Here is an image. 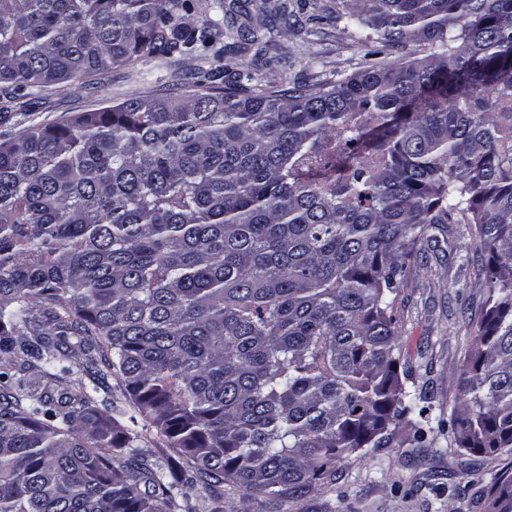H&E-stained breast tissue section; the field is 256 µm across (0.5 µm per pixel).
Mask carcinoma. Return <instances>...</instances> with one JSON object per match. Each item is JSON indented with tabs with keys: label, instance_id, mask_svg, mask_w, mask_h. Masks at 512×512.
Wrapping results in <instances>:
<instances>
[{
	"label": "carcinoma",
	"instance_id": "1",
	"mask_svg": "<svg viewBox=\"0 0 512 512\" xmlns=\"http://www.w3.org/2000/svg\"><path fill=\"white\" fill-rule=\"evenodd\" d=\"M193 8L0 0V84L26 112L28 89L205 50L221 24ZM349 9L383 59L334 82L209 72L0 142V512H170L199 481L293 498L355 450L443 437L512 456V0ZM450 224L488 260L446 415L399 371L394 302ZM73 339L79 392L56 395ZM111 375L126 409L97 399ZM129 409L187 467L150 459ZM485 500L512 512V468Z\"/></svg>",
	"mask_w": 512,
	"mask_h": 512
}]
</instances>
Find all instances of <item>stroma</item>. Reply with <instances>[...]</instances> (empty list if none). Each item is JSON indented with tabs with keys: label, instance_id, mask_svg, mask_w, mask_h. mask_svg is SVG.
Masks as SVG:
<instances>
[{
	"label": "stroma",
	"instance_id": "obj_1",
	"mask_svg": "<svg viewBox=\"0 0 512 512\" xmlns=\"http://www.w3.org/2000/svg\"><path fill=\"white\" fill-rule=\"evenodd\" d=\"M239 3L236 27L272 24L265 55H256L254 47L246 45L237 53H225L231 33L224 29L205 56H178L164 66L144 58L67 88L35 94L28 115L0 116V142L29 126L58 122L131 97L181 95L201 68L248 73L254 84L279 85L294 79L335 81L372 61L374 46L365 42V29L336 20L341 0ZM281 4L297 16L294 28L274 24L275 8ZM486 260L468 225H450L447 242H421L409 282L395 302L401 366L409 371L416 388L434 391L444 406L452 402L465 368L468 342L463 316L478 314L486 298L475 277L477 267ZM507 464L503 456L445 445L367 448L349 455L330 480L299 499L225 490L224 512H484L479 493Z\"/></svg>",
	"mask_w": 512,
	"mask_h": 512
}]
</instances>
